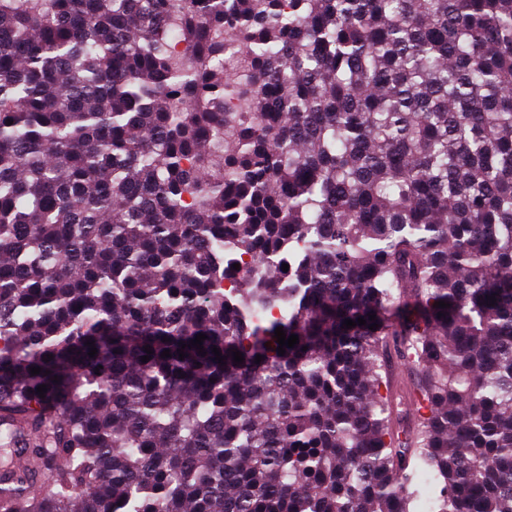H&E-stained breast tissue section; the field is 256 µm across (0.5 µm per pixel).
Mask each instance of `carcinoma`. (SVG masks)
Wrapping results in <instances>:
<instances>
[{"mask_svg": "<svg viewBox=\"0 0 512 512\" xmlns=\"http://www.w3.org/2000/svg\"><path fill=\"white\" fill-rule=\"evenodd\" d=\"M412 508L512 512V0H0V512Z\"/></svg>", "mask_w": 512, "mask_h": 512, "instance_id": "obj_1", "label": "carcinoma"}]
</instances>
